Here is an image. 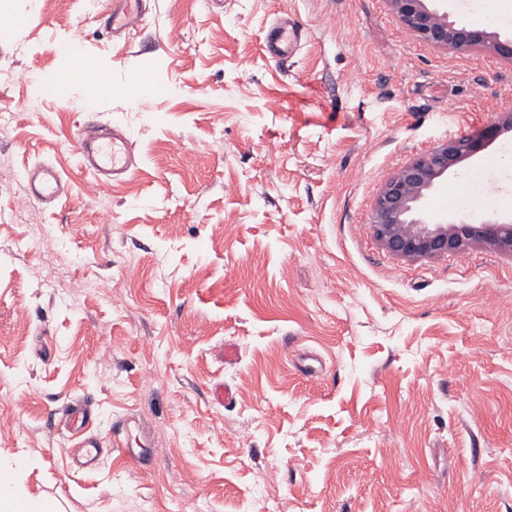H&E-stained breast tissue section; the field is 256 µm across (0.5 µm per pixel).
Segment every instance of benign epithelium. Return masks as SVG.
<instances>
[{"mask_svg":"<svg viewBox=\"0 0 512 512\" xmlns=\"http://www.w3.org/2000/svg\"><path fill=\"white\" fill-rule=\"evenodd\" d=\"M406 28L419 39L437 46L465 51L490 45L503 58L512 59V36L489 37L452 19L436 0H389ZM512 128V117L486 124L478 133H462L400 168L382 187L372 210L371 224L379 244L405 260L458 254L473 242L512 252V215L467 213L448 215L446 224H428L416 217L417 204L435 180L452 172L461 161L476 155Z\"/></svg>","mask_w":512,"mask_h":512,"instance_id":"obj_1","label":"benign epithelium"}]
</instances>
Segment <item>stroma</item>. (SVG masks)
I'll use <instances>...</instances> for the list:
<instances>
[{"instance_id":"1","label":"stroma","mask_w":512,"mask_h":512,"mask_svg":"<svg viewBox=\"0 0 512 512\" xmlns=\"http://www.w3.org/2000/svg\"><path fill=\"white\" fill-rule=\"evenodd\" d=\"M104 2L0 0V454L28 492L60 512H261L262 486L288 512H512V253L404 260L370 224L407 161L512 112V60L421 41L388 0H150L113 37ZM447 7L512 34V0ZM286 11L306 34L278 62L263 28ZM72 42L111 71L91 105ZM148 76L161 92L132 102ZM85 119L134 142L123 183L80 168ZM506 143L435 181L431 222L449 193L512 214ZM34 163L68 190L13 220ZM77 399L94 434L149 433L152 464L75 467ZM97 421V415L94 413L91 405L85 401L78 400L72 403L67 413V430L70 424L76 426L74 433L83 434L93 428Z\"/></svg>"}]
</instances>
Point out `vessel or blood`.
Returning <instances> with one entry per match:
<instances>
[{
    "mask_svg": "<svg viewBox=\"0 0 512 512\" xmlns=\"http://www.w3.org/2000/svg\"><path fill=\"white\" fill-rule=\"evenodd\" d=\"M146 0H111L104 16V26L112 33H129L138 29L146 14ZM305 32L290 13H282L269 25L264 38V50L274 60L282 61L300 44ZM81 159V166L91 174L97 186L121 181L137 164V154L130 138L117 129H106L96 124L77 126L71 133ZM23 180L28 198L51 204L66 191L62 175L51 165L37 164L26 167ZM67 420L73 423L81 437L76 445L72 461L76 467L87 469L97 464L104 445H111L129 459L141 461L147 457L146 446L131 447L126 441L127 419L115 420L107 438L89 436V429L97 421L91 405L76 401L69 407Z\"/></svg>",
    "mask_w": 512,
    "mask_h": 512,
    "instance_id": "obj_1",
    "label": "vessel or blood"
}]
</instances>
